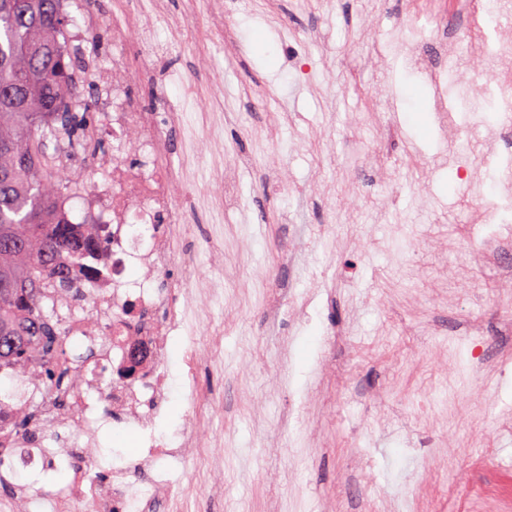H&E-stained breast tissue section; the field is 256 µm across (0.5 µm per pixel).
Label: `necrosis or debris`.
Returning <instances> with one entry per match:
<instances>
[{
    "mask_svg": "<svg viewBox=\"0 0 512 512\" xmlns=\"http://www.w3.org/2000/svg\"><path fill=\"white\" fill-rule=\"evenodd\" d=\"M459 2L454 11L437 7L426 15L416 40L430 51L416 61L433 75L446 68H489L494 83L488 93L500 109L498 128L510 130L512 35L503 34L498 18L487 17L484 0ZM130 39V29H113L110 66L84 73L112 93L111 109L92 134L111 136L117 153L102 161L108 187L94 191L87 202L86 221L93 229L81 237L86 266L76 276L81 313L58 323L65 351L60 369L77 381L47 389L35 353L24 381L0 398V481L12 484L16 500L40 512H153L170 488L171 471L199 453L191 428L173 439L160 429L169 380L162 361L183 325L188 295L185 288H159L155 282L169 266V244L183 227L173 215L178 177L160 162L169 142L155 113L131 91L140 74L122 50ZM125 151L142 153V163L123 161ZM500 185V200L471 210L465 234L481 237L482 245L469 267L447 272L452 306L512 302L499 282L485 276L496 263L495 244L512 239L511 171H504ZM131 358L137 361L136 375L118 377L119 367ZM21 412L33 415L28 428L12 424ZM107 421L134 426L141 451L138 461L113 466L111 484L101 490L91 470L75 459L70 437H91ZM62 459L69 467L63 489L38 491L17 480ZM145 466L153 468V476L138 478L136 468Z\"/></svg>",
    "mask_w": 512,
    "mask_h": 512,
    "instance_id": "necrosis-or-debris-1",
    "label": "necrosis or debris"
}]
</instances>
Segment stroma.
Instances as JSON below:
<instances>
[{"mask_svg": "<svg viewBox=\"0 0 512 512\" xmlns=\"http://www.w3.org/2000/svg\"><path fill=\"white\" fill-rule=\"evenodd\" d=\"M426 0H66L74 64L108 65L112 29L129 11L143 27L128 50L151 66L134 91L147 105L189 101L167 134L188 182L175 193L185 231L161 283L192 290L164 360L163 427L196 417L199 456L173 476L176 498L154 512H365L379 495L413 512L512 507V335L484 304L487 351L506 375L471 368L466 311L448 309L445 272L477 246L465 201L498 196L488 174L463 186L457 150L489 153L479 87H448L468 140L444 138L428 77L398 47ZM194 76L186 86V76ZM331 224L334 238L320 237ZM204 354L194 386L179 361ZM458 389L444 410L413 402L435 376ZM305 402L301 423L288 418ZM429 431L435 463L409 440ZM136 433L105 424L83 455L107 485ZM498 450L481 461L480 443ZM473 486L492 493L463 497Z\"/></svg>", "mask_w": 512, "mask_h": 512, "instance_id": "35a3bbf8", "label": "stroma"}]
</instances>
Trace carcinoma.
Wrapping results in <instances>:
<instances>
[{"label":"carcinoma","instance_id":"carcinoma-1","mask_svg":"<svg viewBox=\"0 0 512 512\" xmlns=\"http://www.w3.org/2000/svg\"><path fill=\"white\" fill-rule=\"evenodd\" d=\"M68 24L62 0H0V362L21 377L32 347L51 346L43 359L51 381L62 338L31 316L33 293L49 280L68 292L67 274L82 270L83 260L74 225L58 221L71 174L42 155L44 140L62 133L73 145L84 133L66 62Z\"/></svg>","mask_w":512,"mask_h":512}]
</instances>
